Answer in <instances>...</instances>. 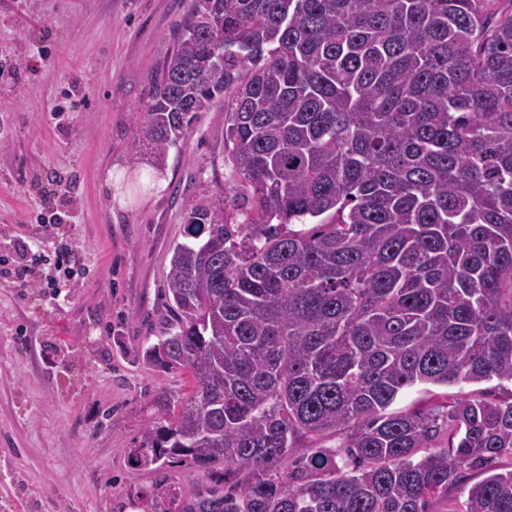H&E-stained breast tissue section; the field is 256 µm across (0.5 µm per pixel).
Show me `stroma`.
I'll return each mask as SVG.
<instances>
[{"label": "stroma", "instance_id": "35a3bbf8", "mask_svg": "<svg viewBox=\"0 0 512 512\" xmlns=\"http://www.w3.org/2000/svg\"><path fill=\"white\" fill-rule=\"evenodd\" d=\"M190 0H0V257L42 233L78 250L39 266L58 295L0 279V512H141L151 473L130 448L162 393L189 372L143 362L166 317L185 207L239 177L225 113L193 123L165 188L143 199L135 113L189 18ZM123 171L125 204L105 188Z\"/></svg>", "mask_w": 512, "mask_h": 512}]
</instances>
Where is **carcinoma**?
Wrapping results in <instances>:
<instances>
[{"label":"carcinoma","instance_id":"obj_1","mask_svg":"<svg viewBox=\"0 0 512 512\" xmlns=\"http://www.w3.org/2000/svg\"><path fill=\"white\" fill-rule=\"evenodd\" d=\"M190 2L137 138L160 169L224 110L243 221L185 208L141 357L195 389L130 450L142 512H432L466 470L461 512H512V397L392 409L512 384V0ZM511 384H505L504 387L498 386L497 381L484 382L480 384L448 386V394L467 396L475 394L486 399H506L510 395ZM429 389L432 392H429ZM446 391L443 387L420 385L403 394L392 406L395 410H404L409 412L426 411L436 404H441L444 400L441 395L435 396V393ZM170 476L181 487L185 496L194 494L205 479L192 466L179 464L169 470Z\"/></svg>","mask_w":512,"mask_h":512}]
</instances>
